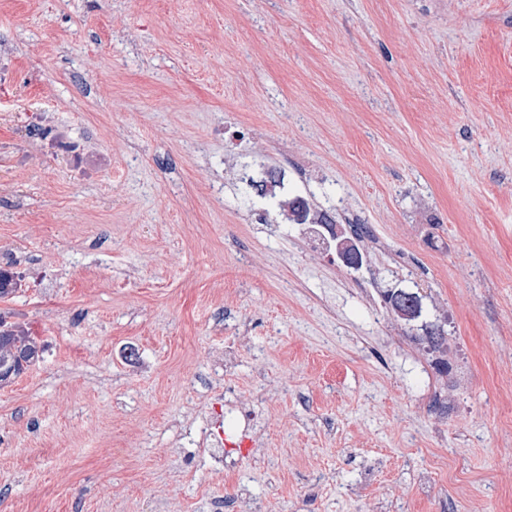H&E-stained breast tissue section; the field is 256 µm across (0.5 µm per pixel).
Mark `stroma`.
Returning a JSON list of instances; mask_svg holds the SVG:
<instances>
[{"label":"stroma","mask_w":512,"mask_h":512,"mask_svg":"<svg viewBox=\"0 0 512 512\" xmlns=\"http://www.w3.org/2000/svg\"><path fill=\"white\" fill-rule=\"evenodd\" d=\"M1 269L0 512H512V0H0ZM392 307L407 320L416 319L421 312V301L416 293L397 290L390 293ZM24 330L0 319V385L10 382L39 357L36 345Z\"/></svg>","instance_id":"obj_1"}]
</instances>
